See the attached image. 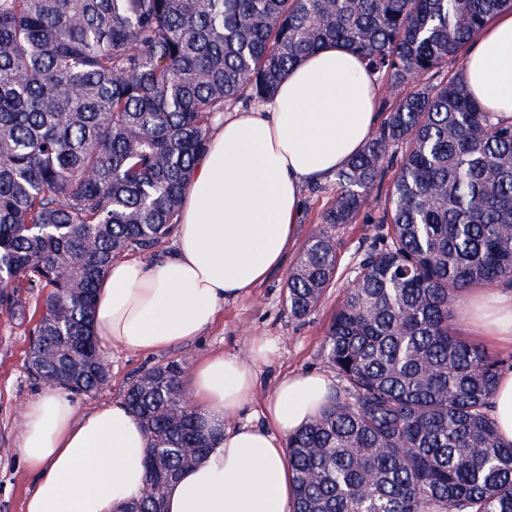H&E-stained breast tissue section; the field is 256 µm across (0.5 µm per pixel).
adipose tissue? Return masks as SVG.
<instances>
[{
  "instance_id": "1",
  "label": "adipose tissue",
  "mask_w": 512,
  "mask_h": 512,
  "mask_svg": "<svg viewBox=\"0 0 512 512\" xmlns=\"http://www.w3.org/2000/svg\"><path fill=\"white\" fill-rule=\"evenodd\" d=\"M469 93L512 120V9L500 12L465 54ZM379 84L341 45L307 56L260 108L225 116L184 194L173 251L115 260L99 282L93 331L100 345L151 353L196 338L224 303L261 284L294 241L303 185L344 167L370 138ZM462 315L512 341V297L491 293ZM265 341L251 354L198 361L188 383L217 444L165 493V512H290L294 473L287 438L328 401L320 373L281 378L261 426L235 423L251 399ZM148 437L124 404L78 413L51 391L21 413L20 448L35 489L25 512H123L145 484Z\"/></svg>"
}]
</instances>
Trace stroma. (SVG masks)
<instances>
[{"instance_id": "obj_1", "label": "stroma", "mask_w": 512, "mask_h": 512, "mask_svg": "<svg viewBox=\"0 0 512 512\" xmlns=\"http://www.w3.org/2000/svg\"><path fill=\"white\" fill-rule=\"evenodd\" d=\"M335 194L336 181L332 178L319 188H302L295 242L282 266L243 297L225 303L215 322L200 336L150 355L120 348L104 350L110 383L102 390L79 395L80 408L87 410L100 403L123 400L129 384L143 370L154 366L183 359L193 363L222 351L246 355L256 336L268 340L270 351L260 366L255 394L243 411L242 420L262 423L263 407L275 384L291 372L322 373L330 380L333 392L341 393L343 383L322 348L325 330L344 299L354 268L373 245L381 243L385 228L361 216L354 223L331 228L340 262L338 279L305 318L291 317L285 306L288 274L310 237L324 229L320 216ZM19 294L26 307L25 320L0 314V512H24L25 501L34 487V477L20 448V413L29 400L48 390L47 385L29 377L25 366L29 333L39 316L37 300L27 289H20Z\"/></svg>"}]
</instances>
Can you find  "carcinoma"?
<instances>
[{
	"label": "carcinoma",
	"mask_w": 512,
	"mask_h": 512,
	"mask_svg": "<svg viewBox=\"0 0 512 512\" xmlns=\"http://www.w3.org/2000/svg\"><path fill=\"white\" fill-rule=\"evenodd\" d=\"M512 0H0V313L43 289L29 374L90 393L109 384L91 330L98 281L178 223L215 120L263 102L303 57L357 53L389 114L335 173L324 224H350L401 153L371 250L326 330L345 382L288 436L291 512H512V443L488 407L501 361L460 336L470 288L512 281V122L467 91L465 52ZM457 69L448 75V65ZM338 273L335 240L308 241L286 304L306 316ZM184 363L139 374L124 401L150 441L142 495L212 436L182 401Z\"/></svg>",
	"instance_id": "obj_1"
}]
</instances>
